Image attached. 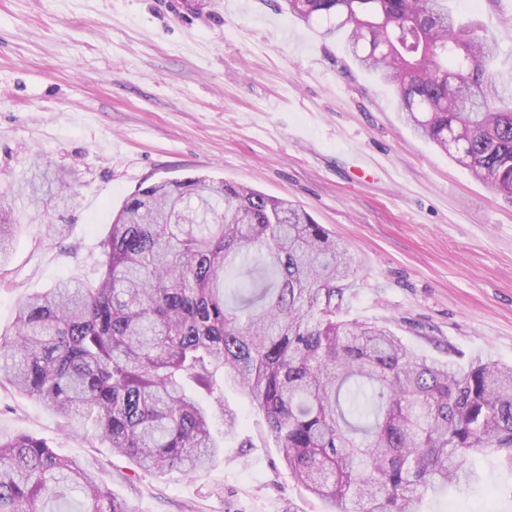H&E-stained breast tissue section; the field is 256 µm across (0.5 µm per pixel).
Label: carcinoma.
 Listing matches in <instances>:
<instances>
[{
	"mask_svg": "<svg viewBox=\"0 0 512 512\" xmlns=\"http://www.w3.org/2000/svg\"><path fill=\"white\" fill-rule=\"evenodd\" d=\"M398 94L404 122L512 202V75L448 0H286ZM0 198V255L12 239ZM93 280L25 297L0 370L68 426L153 475L206 469L237 429L224 383L262 413L294 481L329 512H421L467 461L512 468V365L451 366L391 329L344 320L352 260L288 200L207 176L140 186L113 219ZM81 488L88 512H131L42 439L0 437V512H46Z\"/></svg>",
	"mask_w": 512,
	"mask_h": 512,
	"instance_id": "cac0c4a2",
	"label": "carcinoma"
}]
</instances>
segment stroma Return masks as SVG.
<instances>
[{"instance_id":"1","label":"stroma","mask_w":512,"mask_h":512,"mask_svg":"<svg viewBox=\"0 0 512 512\" xmlns=\"http://www.w3.org/2000/svg\"><path fill=\"white\" fill-rule=\"evenodd\" d=\"M512 71V0H448ZM65 175L39 234L25 182ZM207 174L300 203L353 259L348 318L386 325L417 354L512 363V205L407 127L393 88L285 0H0V193L20 228L0 263V334L18 301L92 275L126 197ZM240 427L194 476L135 472L83 428L0 379V436L82 461L132 512H328L296 485L245 397ZM468 484L423 512H512V469L470 461Z\"/></svg>"}]
</instances>
